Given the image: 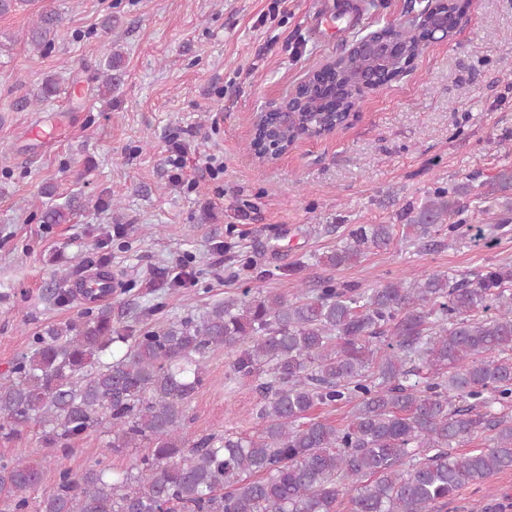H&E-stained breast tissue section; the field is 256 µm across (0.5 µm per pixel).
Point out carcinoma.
Returning a JSON list of instances; mask_svg holds the SVG:
<instances>
[{
  "instance_id": "obj_1",
  "label": "carcinoma",
  "mask_w": 512,
  "mask_h": 512,
  "mask_svg": "<svg viewBox=\"0 0 512 512\" xmlns=\"http://www.w3.org/2000/svg\"><path fill=\"white\" fill-rule=\"evenodd\" d=\"M61 13L44 9L29 31L40 49L51 44ZM421 53V28L379 29ZM94 76L112 92L123 57L108 54ZM368 67L348 48L311 73L293 100L282 141L318 136L339 124L361 93ZM340 89L332 96L325 83ZM271 113H257L249 149L259 161ZM470 187L437 192L409 209L411 240L433 236L459 212ZM42 194L44 224H64L74 202ZM393 224H361L326 257L331 267L384 250ZM91 281L78 282L85 314L45 328L31 350L0 378V435L40 429L43 448L71 447L89 430L112 436L106 449L148 448L134 467L59 471L41 496L39 465L0 461V494L9 512H436L465 483L482 484L512 471V418L494 413L512 403V271L489 268L473 280L417 275L371 291L323 282L293 297L266 292L227 297L200 314L166 326L114 325L112 274L104 259ZM483 310L488 316L475 317ZM234 354V375L259 372L261 425L252 435L184 433L188 405L206 380L207 355ZM350 407L346 423L311 416L319 405ZM490 431L488 444L454 448Z\"/></svg>"
}]
</instances>
